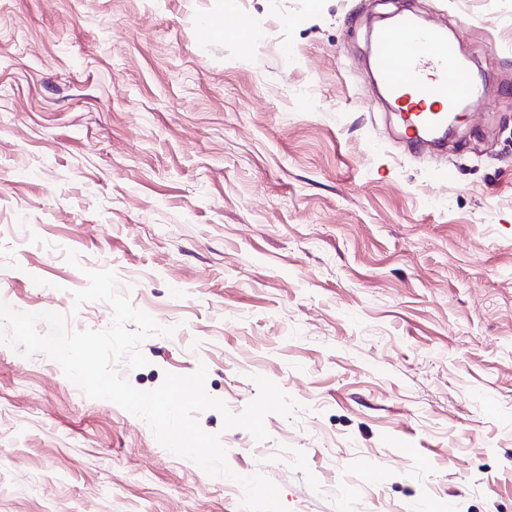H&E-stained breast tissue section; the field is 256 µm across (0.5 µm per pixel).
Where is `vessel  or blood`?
Returning <instances> with one entry per match:
<instances>
[{
  "mask_svg": "<svg viewBox=\"0 0 512 512\" xmlns=\"http://www.w3.org/2000/svg\"><path fill=\"white\" fill-rule=\"evenodd\" d=\"M370 48L379 83L415 148L439 142L449 115L481 97L479 81L446 33L411 14L373 31Z\"/></svg>",
  "mask_w": 512,
  "mask_h": 512,
  "instance_id": "b4317fda",
  "label": "vessel or blood"
}]
</instances>
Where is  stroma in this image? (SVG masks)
Instances as JSON below:
<instances>
[{
    "label": "stroma",
    "instance_id": "obj_1",
    "mask_svg": "<svg viewBox=\"0 0 512 512\" xmlns=\"http://www.w3.org/2000/svg\"><path fill=\"white\" fill-rule=\"evenodd\" d=\"M232 1L246 52L197 34ZM406 8L487 92L431 153L369 72ZM88 269L174 329L135 389L203 364L300 408L261 442L200 413L212 477L0 343V512H243L256 473L288 512H512V0H0V301L106 329Z\"/></svg>",
    "mask_w": 512,
    "mask_h": 512
}]
</instances>
